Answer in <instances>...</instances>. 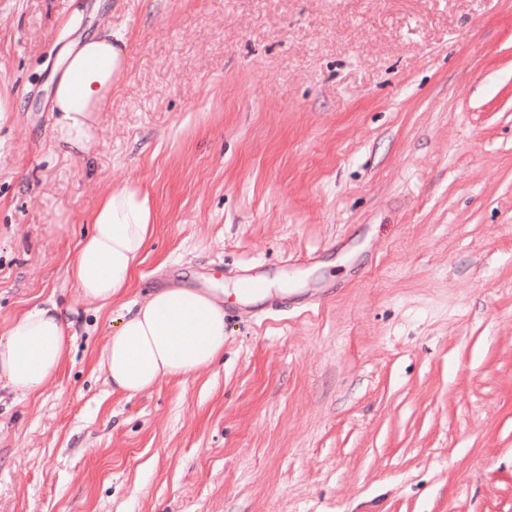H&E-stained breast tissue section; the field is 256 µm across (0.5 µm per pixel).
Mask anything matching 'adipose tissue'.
Wrapping results in <instances>:
<instances>
[{
	"mask_svg": "<svg viewBox=\"0 0 512 512\" xmlns=\"http://www.w3.org/2000/svg\"><path fill=\"white\" fill-rule=\"evenodd\" d=\"M127 69L126 38L103 30L69 48L52 87L54 139L85 159L98 145L102 116ZM67 275L99 307H111L131 288L155 232L147 191L112 189L89 217ZM70 324L56 304L33 307L0 326V390L18 397L43 391L60 373ZM224 352L223 295L184 286L149 293L129 306L99 356L113 390L133 396L163 379L193 374Z\"/></svg>",
	"mask_w": 512,
	"mask_h": 512,
	"instance_id": "adipose-tissue-1",
	"label": "adipose tissue"
}]
</instances>
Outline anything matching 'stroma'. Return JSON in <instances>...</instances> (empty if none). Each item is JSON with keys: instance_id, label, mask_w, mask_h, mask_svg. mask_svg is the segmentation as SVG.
<instances>
[{"instance_id": "stroma-1", "label": "stroma", "mask_w": 512, "mask_h": 512, "mask_svg": "<svg viewBox=\"0 0 512 512\" xmlns=\"http://www.w3.org/2000/svg\"><path fill=\"white\" fill-rule=\"evenodd\" d=\"M95 154L50 80L103 29ZM0 322L55 301L42 393L0 390V512H512V0H0ZM149 192L126 300L221 288L224 356L127 397L124 314L67 279L100 200ZM260 269L278 309L236 295ZM126 38L103 30L81 38L63 58L52 87L56 143L74 157H91L103 112L127 69Z\"/></svg>"}]
</instances>
